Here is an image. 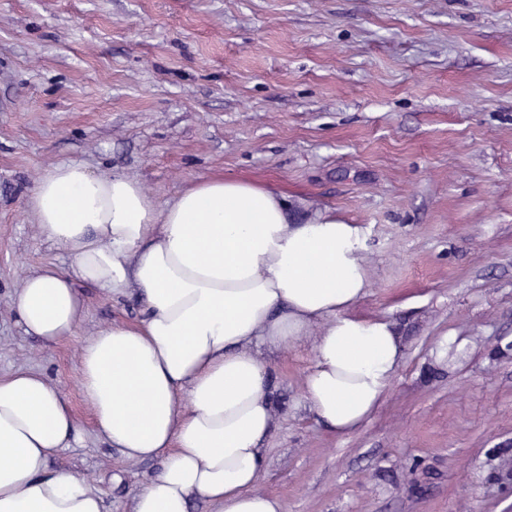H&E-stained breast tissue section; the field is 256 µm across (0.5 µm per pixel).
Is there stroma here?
<instances>
[{
    "label": "stroma",
    "instance_id": "stroma-1",
    "mask_svg": "<svg viewBox=\"0 0 512 512\" xmlns=\"http://www.w3.org/2000/svg\"><path fill=\"white\" fill-rule=\"evenodd\" d=\"M65 161L161 204L245 178L291 216L363 228L370 286L352 313L394 322L402 362L340 437L303 396L313 336L259 347L276 399L256 491L285 512H512V0H0V375L58 387L83 441L55 465L129 512L164 459L105 443L77 358L141 301L84 288L55 344L11 305L25 275L69 264L27 209Z\"/></svg>",
    "mask_w": 512,
    "mask_h": 512
}]
</instances>
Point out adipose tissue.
<instances>
[{
  "label": "adipose tissue",
  "mask_w": 512,
  "mask_h": 512,
  "mask_svg": "<svg viewBox=\"0 0 512 512\" xmlns=\"http://www.w3.org/2000/svg\"><path fill=\"white\" fill-rule=\"evenodd\" d=\"M67 268L28 274L11 302L26 335L58 343L84 313L81 285L140 296V319L82 345L78 387L104 441L126 460L164 456L130 512H284L256 491L275 386L255 348L288 349L320 327L304 397L344 437L385 396L403 351L395 325L352 315L369 287L364 231L320 211L291 219L285 195L239 178L190 184L158 204L139 181L83 163L47 171L30 193ZM41 374L0 376V512H106L83 475L52 460L82 440Z\"/></svg>",
  "instance_id": "ef3b65f1"
}]
</instances>
